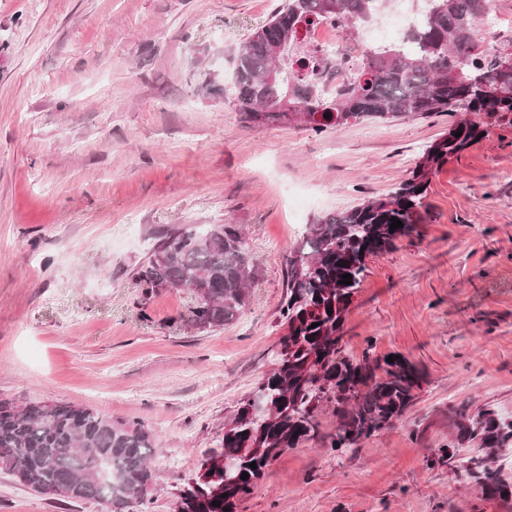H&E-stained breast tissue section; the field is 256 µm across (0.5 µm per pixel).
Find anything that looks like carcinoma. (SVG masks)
I'll use <instances>...</instances> for the list:
<instances>
[{"mask_svg":"<svg viewBox=\"0 0 512 512\" xmlns=\"http://www.w3.org/2000/svg\"><path fill=\"white\" fill-rule=\"evenodd\" d=\"M375 4L332 0L327 9L324 0H281L234 56L230 93L238 111L250 122L257 115L263 122L282 121L288 103L320 99L331 117L312 118L307 127L316 132L439 112L463 117L427 146L389 194L310 225L288 257L281 309L288 333L279 339L275 366L253 389L264 396L267 414L253 420L251 396L243 398L224 426L220 448L235 462V471L227 476L216 466L199 468L182 491L179 512H238L265 469L286 450L318 436L331 448H356L401 420L425 381V372L402 355L392 363L385 356L366 354L359 361L343 356L345 320L368 259L392 251L428 222L430 177L487 135L481 117L512 123V66L499 62L512 40L492 47L476 40L475 22L490 14L492 0H427L418 25L399 44L371 50L341 91L331 92L315 75L302 74L309 62L307 53H297L302 25L335 18L348 23L353 35ZM458 131L462 135L454 136ZM394 218L403 227L391 233ZM252 267L237 225L174 228L137 269L135 282L146 294L161 288L204 292L206 301L194 306L193 321L215 328L234 320L245 306ZM344 274L351 275L352 284L341 283ZM324 406L332 409L337 425L322 436L318 414ZM453 427L448 447L432 462H448L486 498L512 499V484L496 465L503 450L512 448V421L490 410L470 415L463 408L455 413ZM465 444L481 453L461 455ZM155 448L153 433L139 423L67 403L0 402V468L39 494L53 495L63 487L65 499L98 500L110 512H126L155 481Z\"/></svg>","mask_w":512,"mask_h":512,"instance_id":"carcinoma-1","label":"carcinoma"}]
</instances>
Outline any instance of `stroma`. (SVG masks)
I'll use <instances>...</instances> for the list:
<instances>
[{"label": "stroma", "instance_id": "stroma-1", "mask_svg": "<svg viewBox=\"0 0 512 512\" xmlns=\"http://www.w3.org/2000/svg\"><path fill=\"white\" fill-rule=\"evenodd\" d=\"M276 0H0V400L70 403L159 442L148 512H175L224 425L274 366L287 259L309 224L392 191L445 113L316 132L252 123L222 89ZM420 234L369 258L342 344L426 373L359 447L312 439L239 512H512L431 458L455 408L512 415V124L432 179ZM237 224L254 279L236 319L134 274L175 227ZM0 512H108L0 470Z\"/></svg>", "mask_w": 512, "mask_h": 512}]
</instances>
